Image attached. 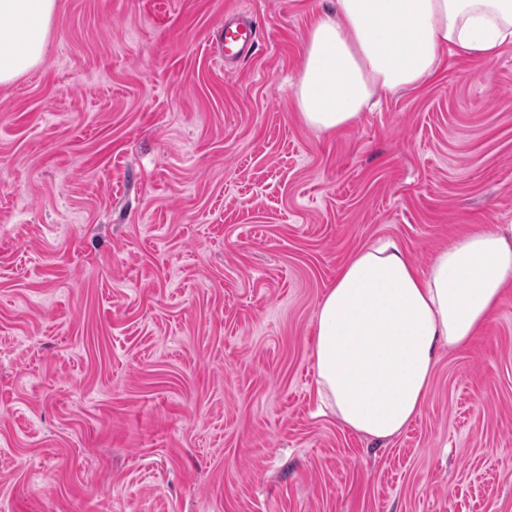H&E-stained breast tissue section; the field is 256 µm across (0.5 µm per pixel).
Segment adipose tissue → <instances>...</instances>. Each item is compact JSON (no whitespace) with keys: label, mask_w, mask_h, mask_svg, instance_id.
<instances>
[{"label":"adipose tissue","mask_w":512,"mask_h":512,"mask_svg":"<svg viewBox=\"0 0 512 512\" xmlns=\"http://www.w3.org/2000/svg\"><path fill=\"white\" fill-rule=\"evenodd\" d=\"M303 46L295 102L332 134L382 96L414 90L441 49L490 62L512 45V0H333ZM57 0H0V85L38 68ZM512 290V224L464 236L419 274L394 240L355 254L316 313L317 397L345 429L376 442L424 405L441 348L478 336Z\"/></svg>","instance_id":"ef3b65f1"}]
</instances>
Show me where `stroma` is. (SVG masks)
I'll list each match as a JSON object with an SVG mask.
<instances>
[{
  "mask_svg": "<svg viewBox=\"0 0 512 512\" xmlns=\"http://www.w3.org/2000/svg\"><path fill=\"white\" fill-rule=\"evenodd\" d=\"M331 0H58L0 85V512H512V293L379 444L317 412L318 303L512 224V47L301 121ZM261 28L225 70L224 14Z\"/></svg>",
  "mask_w": 512,
  "mask_h": 512,
  "instance_id": "obj_1",
  "label": "stroma"
}]
</instances>
